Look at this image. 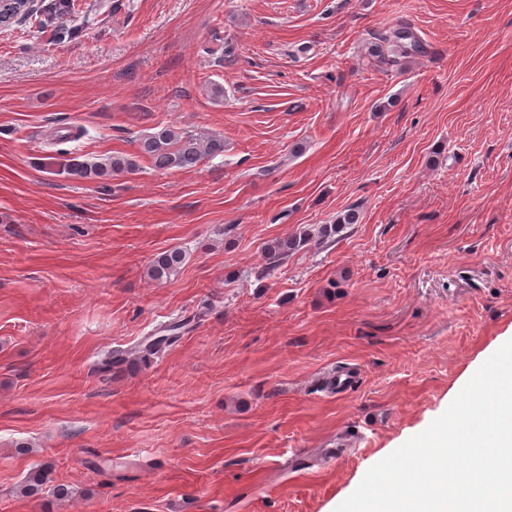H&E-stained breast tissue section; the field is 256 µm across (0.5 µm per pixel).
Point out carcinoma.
Segmentation results:
<instances>
[{"label": "carcinoma", "mask_w": 512, "mask_h": 512, "mask_svg": "<svg viewBox=\"0 0 512 512\" xmlns=\"http://www.w3.org/2000/svg\"><path fill=\"white\" fill-rule=\"evenodd\" d=\"M73 13V4L70 0H51L47 4L30 6L24 0H0V26L9 28L14 24L38 21V28L50 32L55 39L74 32L63 24L56 25L54 21ZM409 34L404 31H389L378 36V42L373 45V57L384 64L398 66L401 59L408 57L407 46L404 40ZM139 153L147 158L157 170H187L196 167L206 158H214L224 154V138L211 136H197L187 132L177 131L169 126L144 134L138 139ZM136 163L122 153L112 154L100 161L81 160L77 156L67 159L65 170L67 174L78 179L104 182L114 175L133 170ZM358 223V214L349 212L337 219V223L323 225L319 234L329 237L338 232L346 224ZM313 238L311 231L303 229L286 238L271 241L266 249L267 267L270 272L293 252L308 244ZM186 255L179 249L166 251L158 255L150 264L148 274L153 280H168L177 274ZM175 340L173 336H158L145 340L137 350L136 358L142 363H148L159 357L166 346ZM130 353L123 350H109L103 353L96 364L101 373H112L121 370L128 364ZM52 465L48 462L32 469L26 477L20 494L24 497H33L43 491V487L50 481Z\"/></svg>", "instance_id": "obj_1"}]
</instances>
